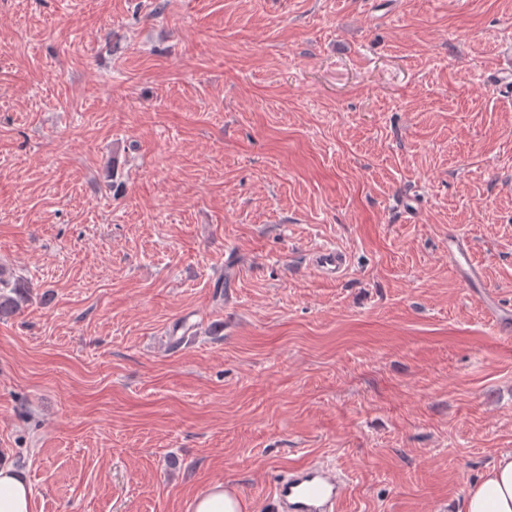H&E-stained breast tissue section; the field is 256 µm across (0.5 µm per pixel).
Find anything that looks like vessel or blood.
Returning <instances> with one entry per match:
<instances>
[{"label": "vessel or blood", "mask_w": 512, "mask_h": 512, "mask_svg": "<svg viewBox=\"0 0 512 512\" xmlns=\"http://www.w3.org/2000/svg\"><path fill=\"white\" fill-rule=\"evenodd\" d=\"M311 263L321 274L338 278L348 269L344 251L326 247L313 253ZM344 480L335 468L307 465L295 469L275 484L279 512H337L342 498Z\"/></svg>", "instance_id": "vessel-or-blood-1"}]
</instances>
